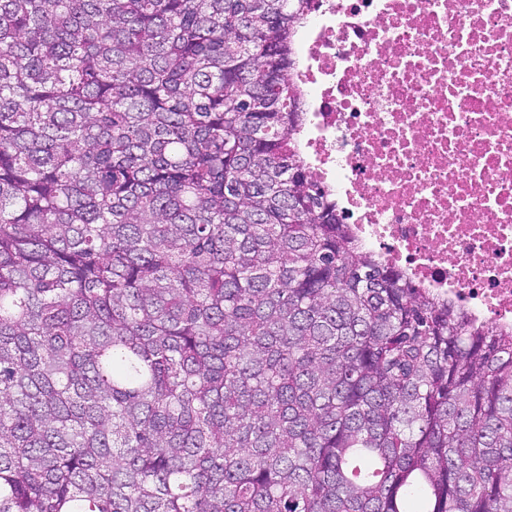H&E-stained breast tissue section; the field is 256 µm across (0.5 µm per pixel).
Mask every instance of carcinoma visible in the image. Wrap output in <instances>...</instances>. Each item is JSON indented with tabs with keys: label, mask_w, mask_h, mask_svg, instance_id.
Wrapping results in <instances>:
<instances>
[{
	"label": "carcinoma",
	"mask_w": 512,
	"mask_h": 512,
	"mask_svg": "<svg viewBox=\"0 0 512 512\" xmlns=\"http://www.w3.org/2000/svg\"><path fill=\"white\" fill-rule=\"evenodd\" d=\"M309 2L0 0V512H512V333L292 142Z\"/></svg>",
	"instance_id": "carcinoma-1"
}]
</instances>
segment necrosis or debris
I'll return each instance as SVG.
<instances>
[{
  "instance_id": "obj_1",
  "label": "necrosis or debris",
  "mask_w": 512,
  "mask_h": 512,
  "mask_svg": "<svg viewBox=\"0 0 512 512\" xmlns=\"http://www.w3.org/2000/svg\"><path fill=\"white\" fill-rule=\"evenodd\" d=\"M295 138L360 250L512 331V0H312Z\"/></svg>"
}]
</instances>
